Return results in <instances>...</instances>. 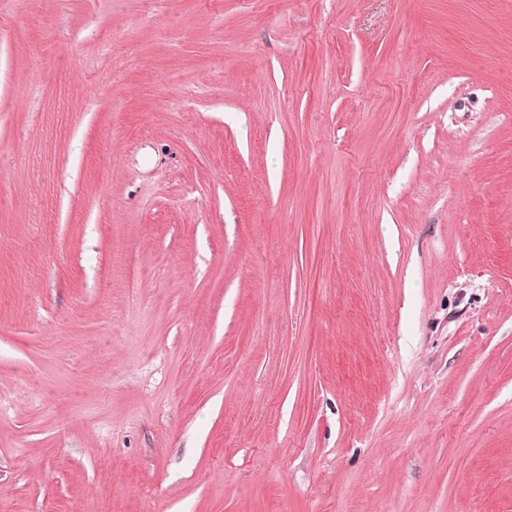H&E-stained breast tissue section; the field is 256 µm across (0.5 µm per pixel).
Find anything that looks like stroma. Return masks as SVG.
Instances as JSON below:
<instances>
[{"instance_id": "1", "label": "stroma", "mask_w": 512, "mask_h": 512, "mask_svg": "<svg viewBox=\"0 0 512 512\" xmlns=\"http://www.w3.org/2000/svg\"><path fill=\"white\" fill-rule=\"evenodd\" d=\"M0 512H512V0H7Z\"/></svg>"}]
</instances>
